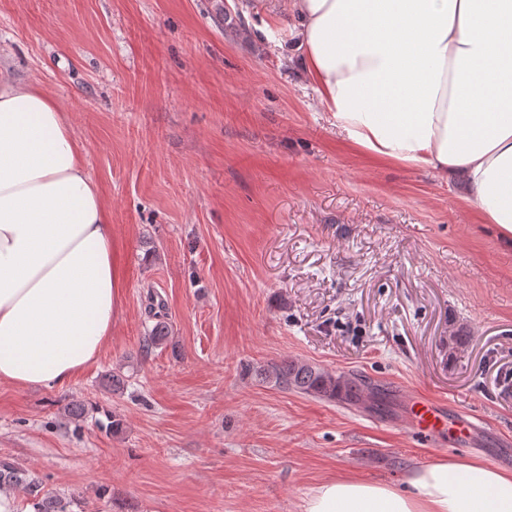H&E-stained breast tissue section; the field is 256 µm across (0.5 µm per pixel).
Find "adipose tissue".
Instances as JSON below:
<instances>
[{
	"instance_id": "ef3b65f1",
	"label": "adipose tissue",
	"mask_w": 512,
	"mask_h": 512,
	"mask_svg": "<svg viewBox=\"0 0 512 512\" xmlns=\"http://www.w3.org/2000/svg\"><path fill=\"white\" fill-rule=\"evenodd\" d=\"M319 101L373 158L462 180L512 236V0H288ZM112 220L43 86L0 68V381L69 382L120 311ZM305 512H512V471L432 462L405 490L323 481Z\"/></svg>"
}]
</instances>
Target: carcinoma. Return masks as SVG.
Wrapping results in <instances>:
<instances>
[{"instance_id":"carcinoma-1","label":"carcinoma","mask_w":512,"mask_h":512,"mask_svg":"<svg viewBox=\"0 0 512 512\" xmlns=\"http://www.w3.org/2000/svg\"><path fill=\"white\" fill-rule=\"evenodd\" d=\"M149 315L155 323L144 339L143 347L148 350L165 344L169 335L166 313L151 305ZM262 372L287 389L349 407L359 404L365 393L374 391L369 382L354 374L335 375L300 360L273 363ZM19 486L33 497L34 512H69L70 501L66 497L42 492V482L38 477L0 459V489Z\"/></svg>"}]
</instances>
